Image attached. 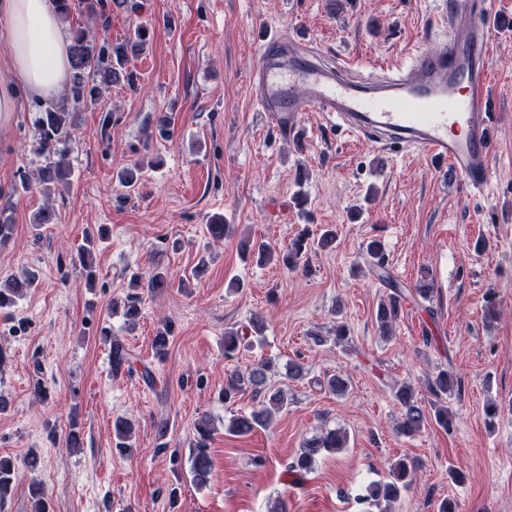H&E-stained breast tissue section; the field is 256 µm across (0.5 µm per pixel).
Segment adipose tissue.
Segmentation results:
<instances>
[{"label": "adipose tissue", "mask_w": 512, "mask_h": 512, "mask_svg": "<svg viewBox=\"0 0 512 512\" xmlns=\"http://www.w3.org/2000/svg\"><path fill=\"white\" fill-rule=\"evenodd\" d=\"M0 40L10 49L9 80L0 82V119L24 96L55 98L70 71L69 33L51 0H0Z\"/></svg>", "instance_id": "ef3b65f1"}]
</instances>
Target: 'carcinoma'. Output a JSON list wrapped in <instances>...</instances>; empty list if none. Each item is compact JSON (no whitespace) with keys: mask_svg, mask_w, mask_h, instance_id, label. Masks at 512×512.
<instances>
[{"mask_svg":"<svg viewBox=\"0 0 512 512\" xmlns=\"http://www.w3.org/2000/svg\"><path fill=\"white\" fill-rule=\"evenodd\" d=\"M55 9L63 19L70 17L72 9L81 5L85 12L101 22L102 28L110 23V8L112 0H53ZM149 31L145 26L135 28L133 35L121 43L108 39L101 41L90 35L81 26L71 31L70 54V86L68 101L77 107L86 100H95L101 96L102 89L125 82L135 84L134 75L127 68L129 57L147 42ZM34 126L39 135L40 150L46 158L45 165L39 170L36 182L48 190L56 183H66L70 179L72 169L67 155L57 150V144L69 139L74 127V113L65 104L42 105L35 119ZM333 234L328 231L319 240L307 232L292 239L283 250H276L270 244L260 242L244 244L243 252L251 254L260 263L273 257L277 258L284 267L296 270L305 265L308 254L318 244L325 247L332 243ZM367 254L373 259L372 265L380 281L392 289L388 299L380 304L376 320L380 330L388 333L400 317L403 302L407 295L401 289L400 283L393 278L388 270L381 243L372 239L367 245ZM131 287L142 288L144 293H151L159 288L170 285L167 273L157 269L147 276L134 273L130 278ZM33 284V278L13 280L0 287V309L12 306L18 297ZM143 293H129L120 300L112 301V310L121 311L127 326H135L142 315ZM101 339L110 344L112 369L120 371L130 362L129 353L119 339L112 335L109 327L99 330ZM274 364L266 359L259 360L247 373H233L224 385L223 398L228 403L241 392L250 390L255 396L267 398V404L250 413H241L230 421L229 431L236 435H247L258 427L268 424L271 409H281L285 404L282 391H272L267 388L268 378L276 374ZM427 391L434 397L431 410H426L422 401L418 400L414 388L410 384L402 385L396 392V399L401 407V421L397 426L398 433L412 436L419 432L425 424L432 420L445 431L454 428V414L447 405V397L459 388V380L453 368L448 366L440 369L435 376L425 380ZM116 438L115 446L124 450L132 435L130 421L118 418L113 423ZM197 439L192 444L190 454V470L194 480L202 484L207 480L213 467V461L208 451V440L211 436V420L202 415L195 422ZM346 435L341 431L330 430L325 434L309 440L297 457L288 465L293 475L304 478L314 470L317 457L323 450H337L345 447ZM416 469L413 460L402 458L395 461L388 476L367 486L366 497L376 503L391 502L406 488ZM16 469L14 463L0 457V503L5 501L15 487Z\"/></svg>","mask_w":512,"mask_h":512,"instance_id":"1","label":"carcinoma"}]
</instances>
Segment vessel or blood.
Here are the masks:
<instances>
[{"mask_svg":"<svg viewBox=\"0 0 512 512\" xmlns=\"http://www.w3.org/2000/svg\"><path fill=\"white\" fill-rule=\"evenodd\" d=\"M448 31L395 68L349 72L311 58L309 42L283 33L260 47L251 87L260 112L293 134L311 112L394 153L420 152L452 168L468 193L490 182L494 114L488 90L494 0H453Z\"/></svg>","mask_w":512,"mask_h":512,"instance_id":"b4317fda","label":"vessel or blood"}]
</instances>
